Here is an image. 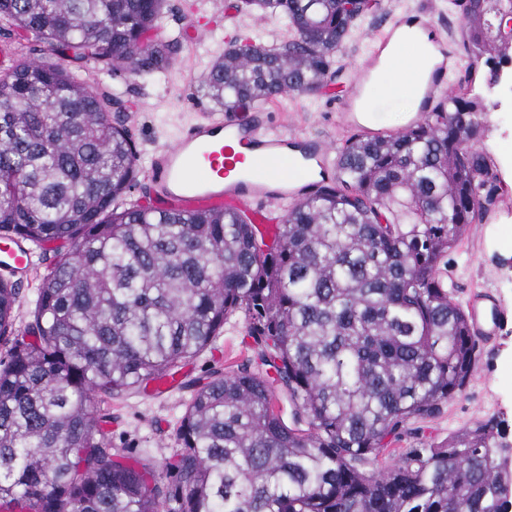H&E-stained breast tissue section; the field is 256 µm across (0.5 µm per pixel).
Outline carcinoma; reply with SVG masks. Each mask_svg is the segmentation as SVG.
Here are the masks:
<instances>
[{
	"mask_svg": "<svg viewBox=\"0 0 512 512\" xmlns=\"http://www.w3.org/2000/svg\"><path fill=\"white\" fill-rule=\"evenodd\" d=\"M290 37L232 43L202 78L228 114L313 93L356 20L343 0H243ZM167 0H0V24L33 33L56 61L0 74V237L54 245L32 338L0 369V512H508L512 425L489 417L379 464L388 439L462 394L480 336L442 264L492 199L475 148L485 106L460 92L382 137L361 133L336 177L297 200L268 243L244 213L116 201L140 154L122 94L77 74L168 72L177 43L151 39ZM489 82L509 64L495 21L512 0H456ZM17 283L0 278V337ZM247 318L257 369L216 371L177 437L173 488L96 438L97 393L174 374ZM292 406L286 422L275 389Z\"/></svg>",
	"mask_w": 512,
	"mask_h": 512,
	"instance_id": "carcinoma-1",
	"label": "carcinoma"
}]
</instances>
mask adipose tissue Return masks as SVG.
<instances>
[{"mask_svg":"<svg viewBox=\"0 0 512 512\" xmlns=\"http://www.w3.org/2000/svg\"><path fill=\"white\" fill-rule=\"evenodd\" d=\"M418 33L407 32L401 37L390 55L375 70L370 87L364 93L359 105L360 112L372 115L378 105H392L401 102L406 88L428 67V61L417 53L415 44L421 41Z\"/></svg>","mask_w":512,"mask_h":512,"instance_id":"ef3b65f1","label":"adipose tissue"}]
</instances>
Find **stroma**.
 Listing matches in <instances>:
<instances>
[{
  "label": "stroma",
  "instance_id": "1",
  "mask_svg": "<svg viewBox=\"0 0 512 512\" xmlns=\"http://www.w3.org/2000/svg\"><path fill=\"white\" fill-rule=\"evenodd\" d=\"M170 4L171 13L154 32L155 38L179 42L175 63L167 73L111 76L91 62L82 69L87 83L118 88L126 100V124L140 152L137 185L125 197L129 203L143 204L152 198L149 169L154 153L172 143L196 113L213 111L214 105L203 95L200 84L204 72L228 44L241 36L272 48L288 35L280 16L244 6L241 0H170ZM416 9L432 26L443 30L462 55L460 66L448 73L454 90L481 95L488 108L487 131L477 148L497 176L495 201L463 242L449 251L443 274L460 305H467L472 291H490L497 301L500 326L480 340L477 365L463 395L444 404L435 417L412 420L409 433L388 444L380 457L384 464L397 460L419 442L442 441L459 428L492 415L512 424V92L501 84L489 85L488 69L477 61L472 45L465 40L451 0H378L374 12L356 23L335 54L327 87L266 104L262 114L266 130L318 139L331 150H339L351 133L343 120L351 81L370 59L375 34ZM195 26L206 29L204 38H182L184 29ZM51 56L49 46L35 34L20 36L0 30V72L22 58ZM53 260L51 251L32 247L33 271L19 282L14 333L0 340V366L9 361L15 343L27 339L37 284ZM246 328L243 313L231 315L212 344L178 369L171 390L158 393L141 388L112 399L94 395L92 409L113 453L131 464H151L160 484L174 485L171 463L180 448L176 429L190 400L189 384L205 380L215 368L229 371L247 362L252 350Z\"/></svg>",
  "mask_w": 512,
  "mask_h": 512
}]
</instances>
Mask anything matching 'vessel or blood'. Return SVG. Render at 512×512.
<instances>
[{
    "instance_id": "1",
    "label": "vessel or blood",
    "mask_w": 512,
    "mask_h": 512,
    "mask_svg": "<svg viewBox=\"0 0 512 512\" xmlns=\"http://www.w3.org/2000/svg\"><path fill=\"white\" fill-rule=\"evenodd\" d=\"M405 27L420 30L430 46L431 66L414 92L423 113L446 95V75L455 55L418 11L378 33L377 54H384ZM330 164L331 151L324 143L268 133L255 118L207 117L155 154L150 177L169 206L194 211L220 209L228 201L260 206L302 196L311 187L310 177L329 172ZM26 253L21 244L0 250V269L27 274Z\"/></svg>"
}]
</instances>
